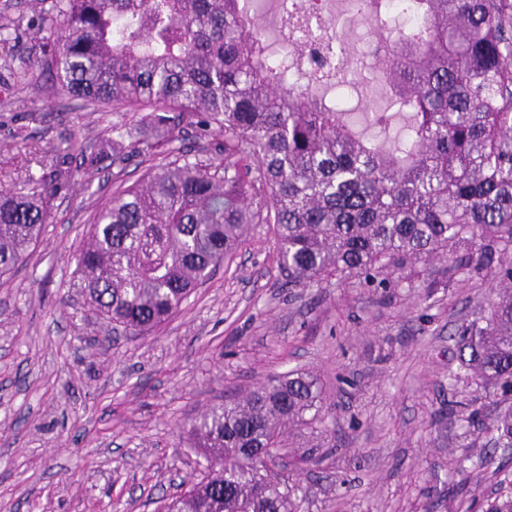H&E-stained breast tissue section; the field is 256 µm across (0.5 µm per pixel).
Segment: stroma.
Wrapping results in <instances>:
<instances>
[{"mask_svg":"<svg viewBox=\"0 0 512 512\" xmlns=\"http://www.w3.org/2000/svg\"><path fill=\"white\" fill-rule=\"evenodd\" d=\"M53 6L0 0V24L24 34L0 43V58H39L50 32L37 24ZM7 76L0 68V191L48 178L72 137L137 132L139 115L82 105L45 69L19 86ZM111 192V171L77 176L54 196L41 243L0 282V512H159L198 469L187 431L202 407L292 369L320 377L328 407L324 427L288 441L302 512H445L451 497L484 512L512 486V449L460 420L474 385L448 381L454 334L494 285L486 273L418 262L375 291L332 278L291 288L273 225L256 224L177 315L111 338L70 287Z\"/></svg>","mask_w":512,"mask_h":512,"instance_id":"stroma-1","label":"stroma"}]
</instances>
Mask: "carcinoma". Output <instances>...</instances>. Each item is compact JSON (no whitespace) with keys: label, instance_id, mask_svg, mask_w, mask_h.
<instances>
[{"label":"carcinoma","instance_id":"1","mask_svg":"<svg viewBox=\"0 0 512 512\" xmlns=\"http://www.w3.org/2000/svg\"><path fill=\"white\" fill-rule=\"evenodd\" d=\"M251 0H55L65 27L46 38L37 65L92 105L142 113L129 146L89 150L75 139L49 180L0 195V278L40 242L49 201L69 187L78 154L107 162L115 189L96 211L76 256L73 287L92 313L130 336L177 314L230 258L253 224L276 226L278 264L291 287L336 278L384 288L407 267L436 259L474 266L497 283L484 313L457 330L458 368L499 396L500 410L469 423L512 448V0H408L420 23L402 27L389 0H347L336 39L364 18L385 31L379 73L404 133L386 142L392 115L364 129L327 98L329 62L291 78L295 56L259 30ZM284 9L283 40L307 23ZM212 127L210 157L174 135ZM153 160L130 183L126 169ZM323 390L290 371L205 407L188 431L205 461L162 512H301L288 464L262 457L288 448L297 426L325 422Z\"/></svg>","mask_w":512,"mask_h":512}]
</instances>
